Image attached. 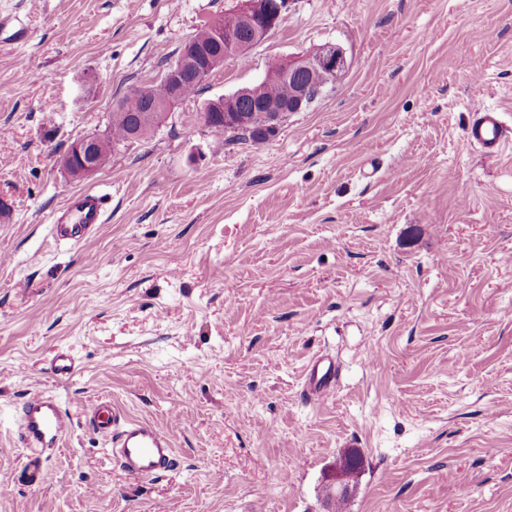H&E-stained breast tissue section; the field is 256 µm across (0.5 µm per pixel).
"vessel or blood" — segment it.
<instances>
[{
	"label": "vessel or blood",
	"instance_id": "1",
	"mask_svg": "<svg viewBox=\"0 0 512 512\" xmlns=\"http://www.w3.org/2000/svg\"><path fill=\"white\" fill-rule=\"evenodd\" d=\"M473 119L465 130L467 140L482 148L485 157L496 158L503 146L512 141L498 112L482 104L472 106ZM105 221L102 197L94 191L70 194L54 212L50 231L55 244L74 245L93 234ZM336 368L332 361L313 362L303 392L316 398L335 388ZM84 416L95 433L107 440L125 476L134 481L156 478L174 466V437L156 424L126 417L115 405L104 400L90 402ZM72 421L63 412L55 395L39 393L26 399L21 407L18 430L24 447L33 449L23 466L28 486L40 487L51 474L42 457L55 448L70 432Z\"/></svg>",
	"mask_w": 512,
	"mask_h": 512
}]
</instances>
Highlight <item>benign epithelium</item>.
<instances>
[{
    "label": "benign epithelium",
    "mask_w": 512,
    "mask_h": 512,
    "mask_svg": "<svg viewBox=\"0 0 512 512\" xmlns=\"http://www.w3.org/2000/svg\"><path fill=\"white\" fill-rule=\"evenodd\" d=\"M288 3L289 0H236L233 12L239 27L248 31L250 38L243 40L227 33L224 35V51L216 54L204 53L192 42H186L162 76L163 81L170 86L166 98L152 97L147 84L136 86L128 93V96L141 102L142 118L155 119L169 113L175 105L184 101L182 87L186 82H206L223 71L227 60L248 54L253 46L272 36L288 9ZM347 70L346 55L335 44H325L312 53L280 59L278 69L270 74V78L288 85V95L258 102L254 108L253 124L263 128L268 138H274L284 118L292 112L306 110L318 98L325 84L336 80L337 73H345ZM246 94L248 89L241 88L233 94L207 102L201 112H235L237 98ZM95 143L91 135L82 136L73 142L80 156L78 164L73 162L69 152L62 157L61 164L71 176L79 179L91 177L102 167V160L96 156ZM357 468L358 458L353 455H347L336 462L326 485L329 501L338 503L351 495L354 485L349 472Z\"/></svg>",
    "instance_id": "1"
}]
</instances>
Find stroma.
<instances>
[{"instance_id":"stroma-1","label":"stroma","mask_w":512,"mask_h":512,"mask_svg":"<svg viewBox=\"0 0 512 512\" xmlns=\"http://www.w3.org/2000/svg\"><path fill=\"white\" fill-rule=\"evenodd\" d=\"M233 6L0 0L28 33L0 43V512H326L349 450L343 512H512V146L464 137L473 100L512 127V0H292L246 62L70 177V144ZM327 43L344 79L270 141L189 122ZM77 190L106 221L55 246ZM318 354L336 388L309 402ZM44 392L74 428L31 488L18 408ZM101 397L175 428V467L128 480L82 415ZM358 468V458L353 455H347L336 462L325 486L328 501L338 504L342 498H348L351 495L355 486L349 477V472Z\"/></svg>"}]
</instances>
